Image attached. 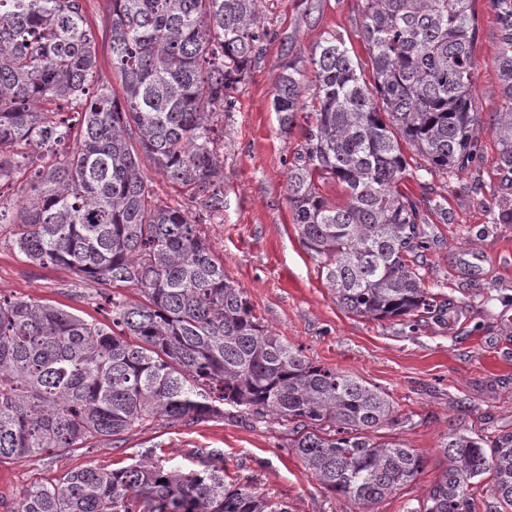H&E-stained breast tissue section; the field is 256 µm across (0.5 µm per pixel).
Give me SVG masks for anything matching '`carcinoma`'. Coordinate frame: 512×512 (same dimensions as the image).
Returning <instances> with one entry per match:
<instances>
[{
    "instance_id": "cac0c4a2",
    "label": "carcinoma",
    "mask_w": 512,
    "mask_h": 512,
    "mask_svg": "<svg viewBox=\"0 0 512 512\" xmlns=\"http://www.w3.org/2000/svg\"><path fill=\"white\" fill-rule=\"evenodd\" d=\"M474 0H363L371 78L331 36L305 75L289 66L273 96L281 132L298 127L288 204L299 239L345 311L374 320L444 313L425 287L429 235L401 188L409 148L418 169L454 174L471 162ZM503 105L491 131L498 170L512 175V0H490ZM122 95L96 79L97 37L85 0H0V184L21 165V199L0 194V222L18 211L28 262L88 281L134 286L108 294L112 324L61 305L0 295V458L117 444L155 421L237 416L289 426L318 482L370 512L414 481L424 457L375 433L400 424L379 387L315 364L258 322L224 263L180 208L159 207L145 156L209 212L224 210L215 115L267 36L261 0H112L105 20ZM46 150L31 156L27 148ZM342 185L330 201L321 184ZM446 467L407 512H477V485L512 512V432L487 441L452 428ZM16 512H289L249 482L224 478V455L167 468L145 452L112 470L68 471L24 491Z\"/></svg>"
}]
</instances>
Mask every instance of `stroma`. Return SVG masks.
<instances>
[{"label":"stroma","instance_id":"obj_1","mask_svg":"<svg viewBox=\"0 0 512 512\" xmlns=\"http://www.w3.org/2000/svg\"><path fill=\"white\" fill-rule=\"evenodd\" d=\"M362 0H262L264 40L244 79L230 92L224 138L218 147L224 209L210 213L175 188L149 161L143 176L159 204L180 206L198 234L224 262L262 325L318 364L377 386L394 403L401 424L382 430L386 440L415 449L426 465L416 480L376 503L373 512H406L441 473L440 441L449 428L492 440L512 432V189L498 170L490 116L501 104L493 57L499 24L489 0H475L478 38L473 50L475 108L480 118L469 167L427 180L407 177L417 198H445L447 219L427 211L433 239L425 285L448 302L443 318L408 327L402 319L373 321L341 309L324 284L321 267L303 247L287 201L288 163L300 149V131L281 133L272 108L274 85L287 65L308 69L312 49L334 36L370 71L361 38ZM111 0H87L97 26L98 74L112 87L108 39L102 30ZM18 225L0 223V293L60 304L82 317L107 321L93 283L69 269L42 268L19 254ZM288 429L275 422L223 419L190 426L161 423L128 434L120 447L96 441L63 456L0 460V504L16 508L31 485L95 465L134 463L147 448L167 467L193 468L194 454H224V474L250 479L256 490L287 502L290 512H352L288 448Z\"/></svg>","mask_w":512,"mask_h":512}]
</instances>
